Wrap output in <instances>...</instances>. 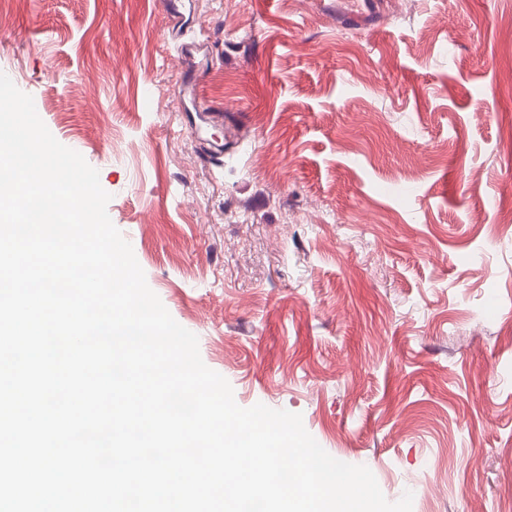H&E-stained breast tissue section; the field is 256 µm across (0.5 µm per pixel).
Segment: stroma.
<instances>
[{
	"label": "stroma",
	"instance_id": "35a3bbf8",
	"mask_svg": "<svg viewBox=\"0 0 512 512\" xmlns=\"http://www.w3.org/2000/svg\"><path fill=\"white\" fill-rule=\"evenodd\" d=\"M0 0V72L99 173L236 403L412 512L512 499V0ZM198 52L191 102L179 46Z\"/></svg>",
	"mask_w": 512,
	"mask_h": 512
}]
</instances>
